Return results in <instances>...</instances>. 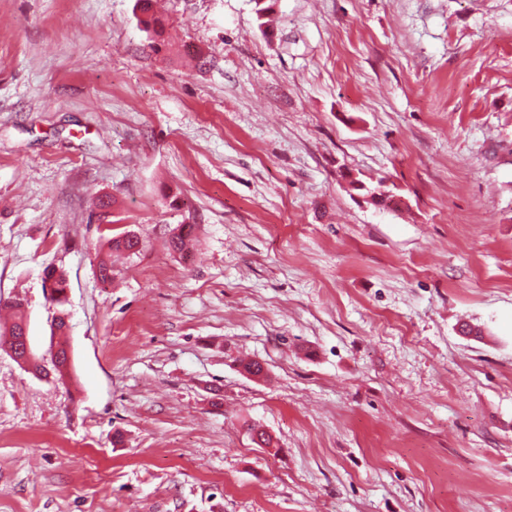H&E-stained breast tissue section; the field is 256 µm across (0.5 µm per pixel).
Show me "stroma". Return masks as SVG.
<instances>
[{
  "mask_svg": "<svg viewBox=\"0 0 512 512\" xmlns=\"http://www.w3.org/2000/svg\"><path fill=\"white\" fill-rule=\"evenodd\" d=\"M134 3L0 0V512H512V0ZM136 16L139 25L142 27L152 41L155 48H158L156 41L161 37L164 30L163 20L153 11L152 0H136L135 1ZM142 245L140 236L126 232L122 236L114 237L109 240L108 252L104 254L99 260V273L102 280L112 279V251H123L129 254H134L139 251ZM8 307L12 310V322L9 326H0V349L17 354L20 358H22L23 363L26 365V369L40 373L45 372L46 376H48L49 371L32 351H20V348L23 346L21 340L23 341L26 348H28L29 344L27 338V330L24 329V327H26L27 320L24 299L15 298L8 304ZM23 329L24 336H21Z\"/></svg>",
  "mask_w": 512,
  "mask_h": 512,
  "instance_id": "obj_1",
  "label": "stroma"
}]
</instances>
